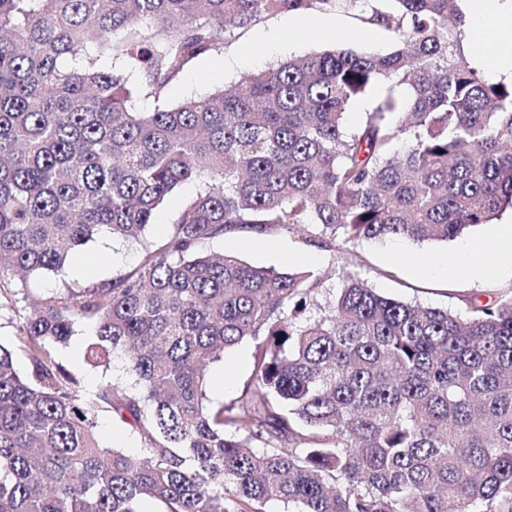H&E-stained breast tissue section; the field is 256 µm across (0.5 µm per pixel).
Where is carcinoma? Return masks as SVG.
I'll return each mask as SVG.
<instances>
[{"mask_svg":"<svg viewBox=\"0 0 512 512\" xmlns=\"http://www.w3.org/2000/svg\"><path fill=\"white\" fill-rule=\"evenodd\" d=\"M347 2L0 0V311L12 276L62 277L97 234L140 247L134 272L33 299L26 374L0 345V512H512V295L464 314L351 271L324 297L307 271L201 251L276 230L333 251L448 242L512 210V81L464 61L459 0L368 6L359 20L393 38L387 53L315 52L131 107L164 99L236 29ZM77 325L93 331L85 364L120 351L131 386L79 394L52 356ZM247 339L253 386L212 404L209 365ZM100 414L140 454L105 446ZM381 91V86H374L364 96L352 102L347 111V127L349 129L358 125L364 115V112L371 111L373 103L380 95ZM198 189L196 182H187L180 186L174 194L157 210L154 224L146 232L150 241L164 238L172 225L177 213L185 200L193 196Z\"/></svg>","mask_w":512,"mask_h":512,"instance_id":"carcinoma-1","label":"carcinoma"}]
</instances>
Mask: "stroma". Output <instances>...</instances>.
Listing matches in <instances>:
<instances>
[{
  "instance_id": "stroma-1",
  "label": "stroma",
  "mask_w": 512,
  "mask_h": 512,
  "mask_svg": "<svg viewBox=\"0 0 512 512\" xmlns=\"http://www.w3.org/2000/svg\"><path fill=\"white\" fill-rule=\"evenodd\" d=\"M365 7L363 0H353L341 9H327L309 13H279L262 22L241 28L228 37L222 49L200 56L182 74L180 79L167 90L165 101L174 105L183 100L204 96L234 83L242 76L267 69L290 57L303 56L315 51L334 47H346L360 52H388L393 40L380 29L363 28L359 17ZM335 21V32L317 28L316 20ZM305 22L309 30L294 46L278 48L273 41L282 27ZM273 248L260 251L248 244L229 246L226 240L216 239L206 244L209 252L234 251L241 259L256 267L308 271L323 278L325 287L339 284L344 271L356 270L367 277L370 284L380 293L408 302L425 306L459 310L465 308L467 299L474 298L481 303H490L503 294L512 293V278L501 277L487 280L461 281L455 277H428L415 273L400 258V251H411L428 259L441 254H454L458 241L413 242L409 240L360 241L346 251L313 250L298 236L284 230L269 234ZM112 254L111 264L90 266L88 272L68 273L60 278L52 274L35 273L23 283L17 292L12 309L0 312V345L15 346L20 328L28 313L26 296H44L64 290L81 289L101 280L112 278L133 270L139 263L138 249L128 246L111 236L96 235L84 248L85 253L99 254L102 250ZM92 331L78 326L69 346L55 349L53 355L78 381L82 393L95 391L102 383L112 380L127 382L129 376L123 358H115L109 370L91 368L75 356V345L84 344ZM255 344L243 341L226 351L221 360L214 362L210 376L229 375L230 381L223 392L208 391L213 403L232 406L242 391L253 381Z\"/></svg>"
}]
</instances>
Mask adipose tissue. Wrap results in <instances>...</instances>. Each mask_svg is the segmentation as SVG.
I'll list each match as a JSON object with an SVG mask.
<instances>
[{
  "mask_svg": "<svg viewBox=\"0 0 512 512\" xmlns=\"http://www.w3.org/2000/svg\"><path fill=\"white\" fill-rule=\"evenodd\" d=\"M464 26V45L475 54L486 76L512 78V4L505 0H469ZM512 259V224L498 225L481 244L461 245L453 258L430 260L408 255L417 273L440 276L447 273L478 280L504 272V259Z\"/></svg>",
  "mask_w": 512,
  "mask_h": 512,
  "instance_id": "adipose-tissue-1",
  "label": "adipose tissue"
}]
</instances>
